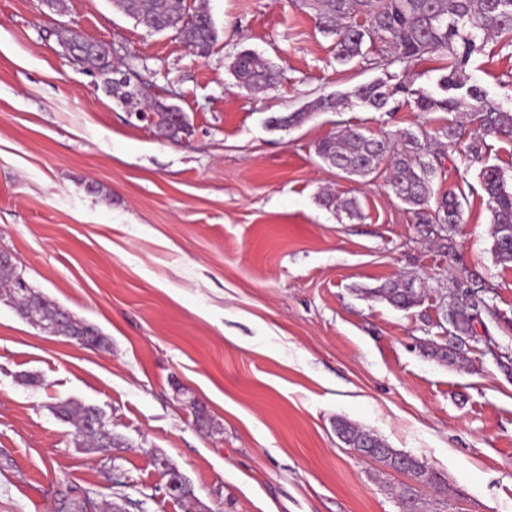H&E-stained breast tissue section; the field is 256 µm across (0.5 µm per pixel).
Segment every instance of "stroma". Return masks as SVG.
<instances>
[{"instance_id": "1", "label": "stroma", "mask_w": 512, "mask_h": 512, "mask_svg": "<svg viewBox=\"0 0 512 512\" xmlns=\"http://www.w3.org/2000/svg\"><path fill=\"white\" fill-rule=\"evenodd\" d=\"M187 2L217 31L202 58L112 0H0V250L104 338L48 335L0 301V512H58L83 493L125 512H404L407 476L360 458L341 419L444 477L445 492L419 486L423 512H512V375L485 347L512 353V268L491 252L481 164L444 158L434 188L462 190L463 222L426 231L386 168L349 176L316 153L348 126L417 128L410 96L392 113L354 101L271 123L386 78L376 45L338 62L295 0ZM66 27L180 106L189 139L130 119L66 54ZM244 50L281 80L242 88L231 64ZM467 75L512 111L511 46L490 41ZM326 192L356 199L360 217L322 205ZM470 275L496 314L450 366L423 348L447 343L451 280ZM394 281L419 302L376 295ZM65 400L100 409L118 448L85 452L51 411ZM162 458L192 501L165 496Z\"/></svg>"}]
</instances>
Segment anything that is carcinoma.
I'll use <instances>...</instances> for the list:
<instances>
[{"mask_svg": "<svg viewBox=\"0 0 512 512\" xmlns=\"http://www.w3.org/2000/svg\"><path fill=\"white\" fill-rule=\"evenodd\" d=\"M115 6L132 16L137 24L150 31L174 30L183 42L199 56L209 53L217 40L210 15L204 7L191 9L185 0H114ZM300 7L312 11L319 28L337 36L336 59L348 63L364 55L366 42L379 41L386 47L391 63L402 68L389 74V80H375L360 85L352 95L365 106L377 111L385 109L399 93L414 96L416 108L434 114L431 126L419 131L399 129L395 133L372 137L358 128H346L329 135L317 144V154L327 165L349 176L367 177L381 164L390 170L388 185L401 203L409 207L418 224H459L462 222L461 203L455 192L449 191L431 209L429 201L435 195L433 179L438 154L429 149L432 139L444 138L470 162H480L488 151V137L512 140V112L504 111L487 100L480 88L467 84L465 69L471 57L480 52L490 37H499L512 45V0H300ZM365 22L355 21L358 15ZM425 55H437L447 60L439 83L445 95L436 97L428 92L410 89L407 74L410 63ZM232 70L242 87L248 90L273 84L278 74L261 56L243 51L232 63ZM150 109L157 116L155 129L167 139H180L190 133L184 112H171L167 103L153 99ZM452 112L468 114L473 132L461 143L462 125L448 118ZM478 178L491 213V251L495 261L512 267V191L507 189L503 171L494 165L481 167ZM19 273L10 263H0V289L16 312L24 319L43 328L59 326L68 311L52 298L30 287L18 285ZM477 293L479 306L460 309L452 318L456 331L463 332L478 309L494 314L483 295L485 282L470 279ZM375 293L392 305L407 309L419 299L418 291L407 283L390 282ZM426 353L450 365L464 357V349L448 343L428 346ZM54 415L72 425L79 445L87 451L101 448L102 433L92 424V408L58 401L52 406ZM343 442L364 453L384 452L386 465L395 466L400 453L388 447L374 434L347 421L336 423ZM412 477L439 491L444 485L437 475L416 458L408 463ZM61 512H120L112 504L100 505L88 495L67 497Z\"/></svg>", "mask_w": 512, "mask_h": 512, "instance_id": "1", "label": "carcinoma"}]
</instances>
